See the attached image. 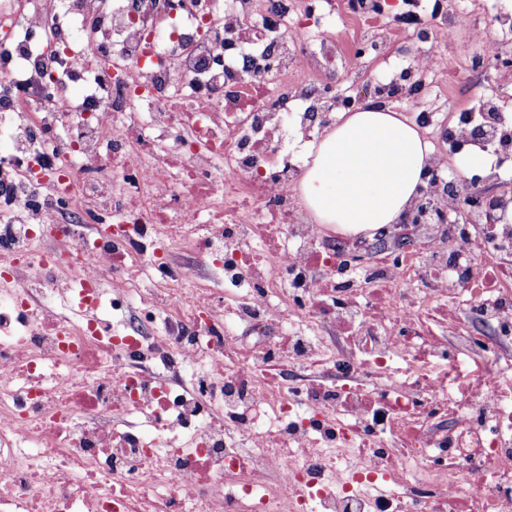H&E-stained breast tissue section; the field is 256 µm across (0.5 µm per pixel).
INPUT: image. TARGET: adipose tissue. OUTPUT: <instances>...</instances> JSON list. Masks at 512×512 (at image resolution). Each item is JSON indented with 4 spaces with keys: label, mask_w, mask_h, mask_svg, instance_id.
Wrapping results in <instances>:
<instances>
[{
    "label": "adipose tissue",
    "mask_w": 512,
    "mask_h": 512,
    "mask_svg": "<svg viewBox=\"0 0 512 512\" xmlns=\"http://www.w3.org/2000/svg\"><path fill=\"white\" fill-rule=\"evenodd\" d=\"M310 154L300 184L305 203L318 223L355 233L399 223L431 160L413 122L367 104L339 113Z\"/></svg>",
    "instance_id": "ef3b65f1"
}]
</instances>
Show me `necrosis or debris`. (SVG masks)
<instances>
[{
  "label": "necrosis or debris",
  "mask_w": 512,
  "mask_h": 512,
  "mask_svg": "<svg viewBox=\"0 0 512 512\" xmlns=\"http://www.w3.org/2000/svg\"><path fill=\"white\" fill-rule=\"evenodd\" d=\"M344 8L0 0V512H512V191L468 209L431 170L404 221L458 234L354 280L370 238L300 198ZM467 117L423 126L499 180L512 113Z\"/></svg>",
  "instance_id": "necrosis-or-debris-1"
}]
</instances>
